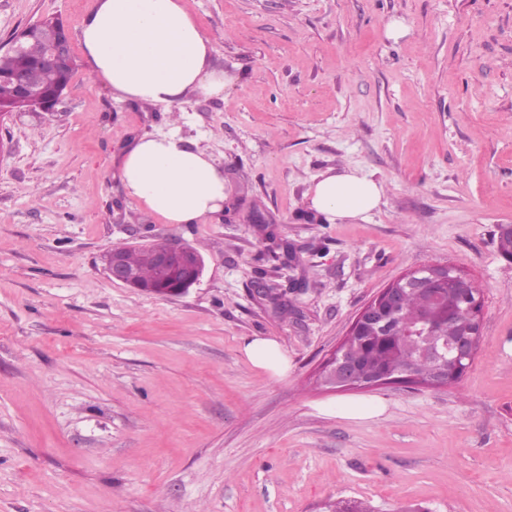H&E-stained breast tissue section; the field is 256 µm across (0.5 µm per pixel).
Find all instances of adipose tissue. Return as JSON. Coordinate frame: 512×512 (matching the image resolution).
<instances>
[{
    "mask_svg": "<svg viewBox=\"0 0 512 512\" xmlns=\"http://www.w3.org/2000/svg\"><path fill=\"white\" fill-rule=\"evenodd\" d=\"M96 80L122 100L178 109L187 96H223L233 82L210 64L215 47L184 0H97L80 30ZM127 196L170 224H189L224 208V173L205 151L176 136L145 135L122 157ZM382 187L356 170L326 172L308 194L328 220L377 208Z\"/></svg>",
    "mask_w": 512,
    "mask_h": 512,
    "instance_id": "ef3b65f1",
    "label": "adipose tissue"
}]
</instances>
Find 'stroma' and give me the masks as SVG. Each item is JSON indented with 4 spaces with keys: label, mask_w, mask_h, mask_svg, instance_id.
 I'll list each match as a JSON object with an SVG mask.
<instances>
[{
    "label": "stroma",
    "mask_w": 512,
    "mask_h": 512,
    "mask_svg": "<svg viewBox=\"0 0 512 512\" xmlns=\"http://www.w3.org/2000/svg\"><path fill=\"white\" fill-rule=\"evenodd\" d=\"M95 2L0 0V52L56 17L77 62L54 111L0 122V512H512V0H185L235 81L177 114L91 81ZM146 134L217 161L221 213L168 224L131 202L122 151ZM346 168L382 201L319 222L309 188ZM159 238L200 249L199 283L112 282L104 253ZM279 244L297 264L278 284L309 277L282 303L253 291ZM427 263L482 291L465 374L319 386L365 303ZM250 336L280 344L283 376ZM357 400L386 410L337 416ZM242 348L246 357L254 365L275 375L284 373L288 358L275 340L262 336H252L245 340Z\"/></svg>",
    "instance_id": "stroma-1"
}]
</instances>
